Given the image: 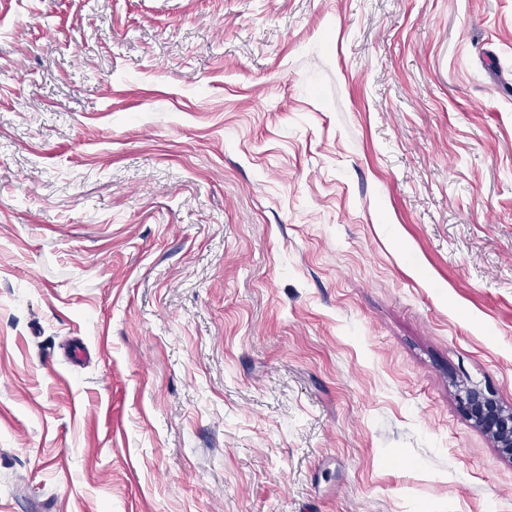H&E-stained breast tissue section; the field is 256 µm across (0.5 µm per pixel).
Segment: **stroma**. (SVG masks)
Here are the masks:
<instances>
[{"label":"stroma","instance_id":"stroma-1","mask_svg":"<svg viewBox=\"0 0 512 512\" xmlns=\"http://www.w3.org/2000/svg\"><path fill=\"white\" fill-rule=\"evenodd\" d=\"M504 80L512 0H0V512H512ZM463 406L476 424L491 435L501 453L512 459V412L504 411L480 391H469Z\"/></svg>","mask_w":512,"mask_h":512}]
</instances>
